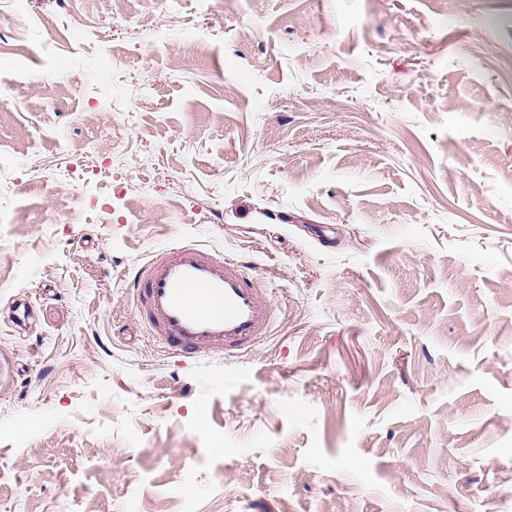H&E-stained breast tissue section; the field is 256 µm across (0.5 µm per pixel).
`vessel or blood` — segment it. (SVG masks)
Here are the masks:
<instances>
[{
  "mask_svg": "<svg viewBox=\"0 0 512 512\" xmlns=\"http://www.w3.org/2000/svg\"><path fill=\"white\" fill-rule=\"evenodd\" d=\"M130 291L159 344L184 356L249 349L277 319L271 295L245 264L195 244L177 245L145 262Z\"/></svg>",
  "mask_w": 512,
  "mask_h": 512,
  "instance_id": "obj_1",
  "label": "vessel or blood"
}]
</instances>
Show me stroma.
Here are the masks:
<instances>
[{"label":"stroma","mask_w":512,"mask_h":512,"mask_svg":"<svg viewBox=\"0 0 512 512\" xmlns=\"http://www.w3.org/2000/svg\"><path fill=\"white\" fill-rule=\"evenodd\" d=\"M0 33V512H512V0H0ZM177 243L271 291L260 345L144 332Z\"/></svg>","instance_id":"stroma-1"}]
</instances>
